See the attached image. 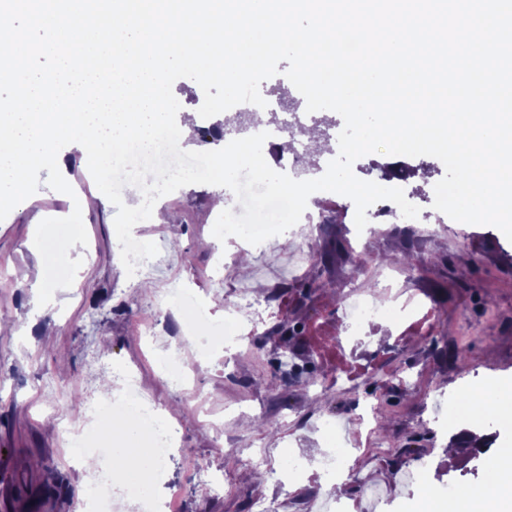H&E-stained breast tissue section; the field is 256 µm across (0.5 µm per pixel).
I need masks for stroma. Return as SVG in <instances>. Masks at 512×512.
Listing matches in <instances>:
<instances>
[{
    "instance_id": "1",
    "label": "stroma",
    "mask_w": 512,
    "mask_h": 512,
    "mask_svg": "<svg viewBox=\"0 0 512 512\" xmlns=\"http://www.w3.org/2000/svg\"><path fill=\"white\" fill-rule=\"evenodd\" d=\"M178 119L194 114L187 150H202L198 117L203 92L195 81H175ZM68 166L66 195L50 188L40 171L37 192L0 221V320L18 327L0 336V512H28L31 504L61 486L48 512H74L93 476L75 460L59 416L71 399L105 396L111 368L126 367L148 386L145 402L180 409V448L168 478L177 492L172 512H251L266 499L272 512H414L421 488L446 483L467 490L485 482L490 453L449 456L446 448L459 423L467 421L463 387H512V242L496 227L441 224L435 235L410 241L402 233L381 234L349 248L354 232L345 196L320 198L329 222L319 236L293 240L283 232L255 245L248 277L236 266L215 265L211 215L232 191L194 184L160 198L155 208L176 217L177 238L168 227L142 221L134 231L155 243L158 254L143 277L127 276L114 219L117 209L99 191L87 158L74 145L62 150ZM389 155L372 153L353 165L363 180L401 187L424 200L445 175L431 156L406 157L404 179L390 176ZM85 216L77 253L63 252L70 227L61 223L72 197ZM401 268L405 286L383 315L349 325L343 296L349 280L368 291L390 267ZM178 284L199 297L214 319L224 317L225 300L242 293L287 299L281 323L293 333L235 330L231 350L217 349L196 374L206 395L192 394L159 373L157 359L169 342L191 326L188 314L159 322L153 337L140 335L131 320L157 313L158 289ZM320 341L309 342L305 329ZM360 367L350 377L347 366ZM380 411L370 424L358 418L364 401ZM224 416V437L216 439L201 415ZM275 421V431L256 425ZM338 425L336 435L324 421ZM336 455L347 489L342 500L325 495L323 457ZM222 479L211 492L205 474Z\"/></svg>"
}]
</instances>
